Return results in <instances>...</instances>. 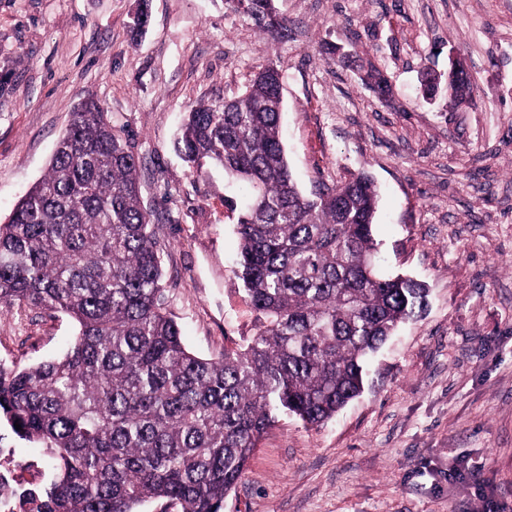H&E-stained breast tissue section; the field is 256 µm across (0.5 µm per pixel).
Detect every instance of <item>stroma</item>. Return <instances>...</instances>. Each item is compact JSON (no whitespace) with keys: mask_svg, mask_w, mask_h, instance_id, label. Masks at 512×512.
<instances>
[{"mask_svg":"<svg viewBox=\"0 0 512 512\" xmlns=\"http://www.w3.org/2000/svg\"><path fill=\"white\" fill-rule=\"evenodd\" d=\"M147 5L145 31L132 18ZM287 38L224 0H0V224L48 171L72 112L98 101L139 160L164 246L168 308L202 357L256 334L237 265L243 186L174 149L190 106L283 71L282 138L304 193L368 175L387 275L428 305L373 360L363 393L321 426L280 416L223 512H512V0H276ZM464 59L476 93L454 106ZM392 92L366 85L368 67ZM76 323L0 311V364L64 354Z\"/></svg>","mask_w":512,"mask_h":512,"instance_id":"1","label":"stroma"}]
</instances>
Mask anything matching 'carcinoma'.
<instances>
[{"instance_id":"1","label":"carcinoma","mask_w":512,"mask_h":512,"mask_svg":"<svg viewBox=\"0 0 512 512\" xmlns=\"http://www.w3.org/2000/svg\"><path fill=\"white\" fill-rule=\"evenodd\" d=\"M249 4L258 29L284 28L275 0ZM280 79L259 67L233 99L191 106L177 138L196 174L210 163L253 188L238 265L263 322L245 348L202 358L185 346L138 160L97 103L72 113L48 173L0 224V309H54L79 325L64 356L0 365V419L54 461L47 512H139L149 499L222 512L277 415L331 419L426 307L422 284L377 270L367 176L298 189Z\"/></svg>"}]
</instances>
